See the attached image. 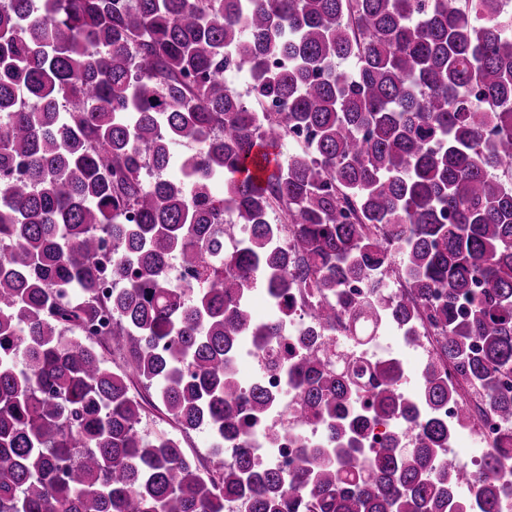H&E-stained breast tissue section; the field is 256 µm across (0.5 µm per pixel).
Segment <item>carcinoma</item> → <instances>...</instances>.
Returning a JSON list of instances; mask_svg holds the SVG:
<instances>
[{
	"label": "carcinoma",
	"instance_id": "obj_1",
	"mask_svg": "<svg viewBox=\"0 0 512 512\" xmlns=\"http://www.w3.org/2000/svg\"><path fill=\"white\" fill-rule=\"evenodd\" d=\"M498 2L0 5V512H501L512 12ZM231 68L246 93L227 87ZM300 129L311 138L279 156ZM177 143L190 150L175 160ZM271 163L259 184L239 178ZM226 212L242 228L231 255ZM171 257L194 277L170 282ZM391 277L390 301L349 291ZM259 282L288 299L263 322L248 304ZM299 296L324 333L341 322L361 372L327 346L288 360L296 419L324 424L323 442L288 475L245 452L226 464V433L248 436L273 404L232 363L247 339L280 341ZM425 319L437 339L409 395L401 360L370 351L390 325L420 345ZM450 368L504 444L469 466L445 449L482 414L444 416L461 397ZM150 408L172 430L143 434ZM379 422L392 432L374 440ZM203 426L210 465L184 446Z\"/></svg>",
	"mask_w": 512,
	"mask_h": 512
}]
</instances>
